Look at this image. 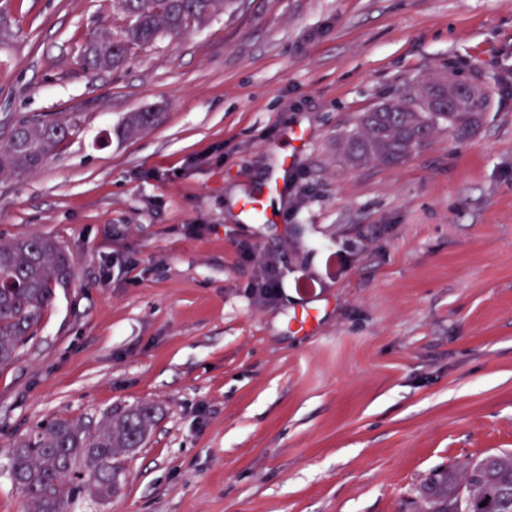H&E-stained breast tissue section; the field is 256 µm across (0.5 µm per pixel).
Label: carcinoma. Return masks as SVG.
Here are the masks:
<instances>
[{"label":"carcinoma","instance_id":"1","mask_svg":"<svg viewBox=\"0 0 512 512\" xmlns=\"http://www.w3.org/2000/svg\"><path fill=\"white\" fill-rule=\"evenodd\" d=\"M219 0H112V12L123 24L103 30L83 56L90 72L123 65L134 48L182 36L212 17ZM482 93L461 92L436 83L405 100L362 113L356 128L340 140L353 164L369 160L394 165L420 149L444 127L457 137L480 120ZM157 112H133L123 133L136 135L152 128ZM75 124L22 116L0 145V176L40 169L55 149L72 135ZM73 259L51 238L34 233L0 241V366L17 358V349L33 334L55 288L73 276ZM156 409L139 404L107 414L94 432L66 419L38 426L35 434L16 441L8 453L11 482L24 494L23 512H74L86 494L105 501L122 488L120 458L145 444ZM416 512H512V453L485 455L463 466L450 465L431 473L416 489Z\"/></svg>","mask_w":512,"mask_h":512}]
</instances>
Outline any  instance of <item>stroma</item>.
<instances>
[{
	"label": "stroma",
	"mask_w": 512,
	"mask_h": 512,
	"mask_svg": "<svg viewBox=\"0 0 512 512\" xmlns=\"http://www.w3.org/2000/svg\"><path fill=\"white\" fill-rule=\"evenodd\" d=\"M113 22L112 0H0V144L19 115L77 124L0 178V238L74 257L0 366V512L23 510L15 440L140 403L159 413L121 491L77 512H412L431 471L512 452V0H236L88 72ZM435 81L485 91L466 137L346 160L360 114ZM242 241L278 259L276 302ZM158 112H133L123 124V133L136 135L151 129L158 121Z\"/></svg>",
	"instance_id": "35a3bbf8"
}]
</instances>
